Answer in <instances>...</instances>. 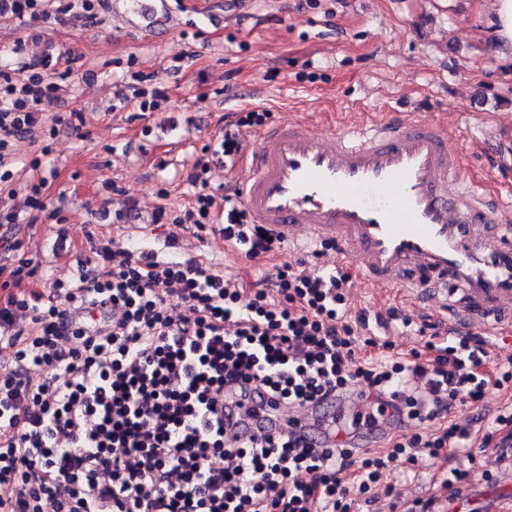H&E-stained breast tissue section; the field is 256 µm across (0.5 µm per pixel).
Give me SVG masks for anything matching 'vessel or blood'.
Wrapping results in <instances>:
<instances>
[{"instance_id": "vessel-or-blood-1", "label": "vessel or blood", "mask_w": 512, "mask_h": 512, "mask_svg": "<svg viewBox=\"0 0 512 512\" xmlns=\"http://www.w3.org/2000/svg\"><path fill=\"white\" fill-rule=\"evenodd\" d=\"M242 147L251 223L298 247L335 243L362 287L400 290L439 320L480 334L512 329V194L489 198L459 179V137L445 126L412 112L341 129L288 121ZM247 405L255 416L227 404V434L259 439L292 427L325 447L360 416L370 423L350 442L361 448L408 427L398 416L372 418L356 388L317 407L257 390Z\"/></svg>"}]
</instances>
